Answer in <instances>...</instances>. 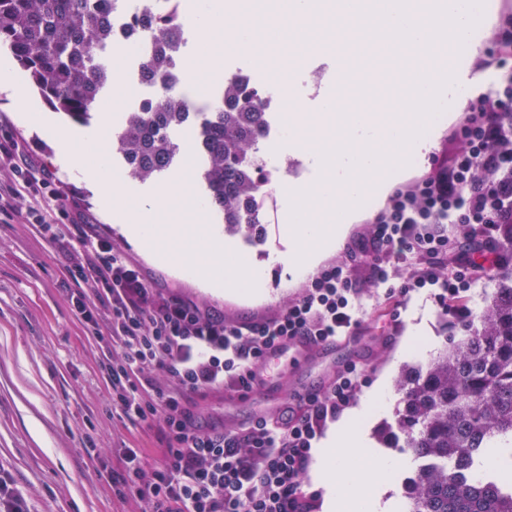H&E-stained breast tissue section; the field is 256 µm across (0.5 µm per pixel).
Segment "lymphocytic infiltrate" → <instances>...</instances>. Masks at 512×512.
I'll return each mask as SVG.
<instances>
[{"mask_svg":"<svg viewBox=\"0 0 512 512\" xmlns=\"http://www.w3.org/2000/svg\"><path fill=\"white\" fill-rule=\"evenodd\" d=\"M487 41L477 66L495 74L491 93L472 100L468 118L450 132L457 150L396 188L369 235L354 241L350 256L369 257L366 272L331 264L288 310L245 322L152 287L78 204H63V182L0 118V161L9 170L0 181V222L19 220L55 245L76 315L102 350L113 411L155 431L159 465L146 468L128 453L112 471L118 496L141 498L147 512H315L301 479L327 423L366 381L362 366L345 365L277 420L259 417L239 429L203 428L190 404L225 387L250 392L269 355L295 337L356 333L363 286L386 285L401 266L411 269L407 282L384 294L393 308L410 292L435 288L441 303L467 318L471 287L494 264L497 227L512 224V28ZM158 371L170 384H158Z\"/></svg>","mask_w":512,"mask_h":512,"instance_id":"lymphocytic-infiltrate-1","label":"lymphocytic infiltrate"}]
</instances>
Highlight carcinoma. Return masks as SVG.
<instances>
[{
  "instance_id": "carcinoma-1",
  "label": "carcinoma",
  "mask_w": 512,
  "mask_h": 512,
  "mask_svg": "<svg viewBox=\"0 0 512 512\" xmlns=\"http://www.w3.org/2000/svg\"><path fill=\"white\" fill-rule=\"evenodd\" d=\"M107 0H0V46L8 48L44 101L88 126L112 69ZM160 38L180 35L176 15L155 21ZM267 101L243 79H224V108L200 111L185 95L160 93L125 114L116 149L131 178L166 174L181 152L180 129L192 131L202 157L198 176L224 216V234L246 241L265 233L263 166ZM498 287L477 322L463 325L426 368L395 379L402 394L382 439L403 441L418 460L403 486V512H512L503 476L482 469L488 448L512 449V224L497 229Z\"/></svg>"
}]
</instances>
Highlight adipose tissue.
Listing matches in <instances>:
<instances>
[{"mask_svg":"<svg viewBox=\"0 0 512 512\" xmlns=\"http://www.w3.org/2000/svg\"><path fill=\"white\" fill-rule=\"evenodd\" d=\"M365 445L352 415L338 424L320 448L315 471L324 490V512H381L375 490L391 479L398 463L375 456L358 459L355 451Z\"/></svg>","mask_w":512,"mask_h":512,"instance_id":"ef3b65f1","label":"adipose tissue"}]
</instances>
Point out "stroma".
<instances>
[{"label": "stroma", "mask_w": 512, "mask_h": 512, "mask_svg": "<svg viewBox=\"0 0 512 512\" xmlns=\"http://www.w3.org/2000/svg\"><path fill=\"white\" fill-rule=\"evenodd\" d=\"M34 156L69 189L66 203L80 205L100 224L113 245L137 262L153 287L177 292L223 313L230 321L272 316L296 302L306 285L293 279L276 254L288 248L283 233L282 199L271 193L265 239L250 244L225 238L231 247L268 264V278L256 293L230 297L200 290L171 276L146 259L117 229L105 223L94 194L55 162L56 149L48 137L16 125ZM273 185L288 179H316L306 157L276 141L262 149ZM64 275L54 246L26 224L0 223V467L23 492L28 512H145V501L112 491V470L130 449L140 451L146 467H154L153 432L147 423L120 419L112 413L109 389L98 368L101 350L86 335L63 284ZM359 317L363 331L338 348L336 363L363 366L367 383L352 405L365 403L375 385L395 380L404 365L427 366L461 320L424 288L408 297L399 323L384 312L380 290L364 289ZM271 367L280 393L268 402L263 390L228 401L214 392L201 401L199 421L249 423L266 407L282 410L298 388L320 387L317 374H300L288 355L276 356Z\"/></svg>", "instance_id": "1"}]
</instances>
